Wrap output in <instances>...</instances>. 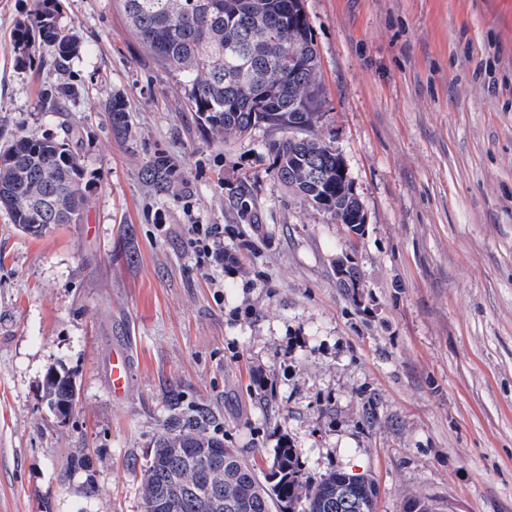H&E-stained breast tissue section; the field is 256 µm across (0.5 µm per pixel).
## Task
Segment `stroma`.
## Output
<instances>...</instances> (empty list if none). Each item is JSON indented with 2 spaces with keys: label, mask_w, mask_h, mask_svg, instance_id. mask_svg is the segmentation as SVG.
Instances as JSON below:
<instances>
[{
  "label": "stroma",
  "mask_w": 512,
  "mask_h": 512,
  "mask_svg": "<svg viewBox=\"0 0 512 512\" xmlns=\"http://www.w3.org/2000/svg\"><path fill=\"white\" fill-rule=\"evenodd\" d=\"M57 2L81 45L64 71L16 63L34 0H0V143L79 130L90 179L82 223L34 238L0 210V512H143L173 388L260 469L286 441L304 478H373L377 512H512V0H303L321 136L367 215L361 306L336 286L346 226L271 173L277 131L213 141L120 0ZM159 156L161 188L143 176ZM192 222L223 225L241 265L198 270ZM53 367L78 390L65 418L42 398ZM111 129L115 137L123 138L127 135L130 126L128 103L121 94H115L107 107ZM129 360L124 350L112 353L111 384L112 393L121 396L128 383Z\"/></svg>",
  "instance_id": "35a3bbf8"
}]
</instances>
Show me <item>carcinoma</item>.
<instances>
[{
  "instance_id": "cac0c4a2",
  "label": "carcinoma",
  "mask_w": 512,
  "mask_h": 512,
  "mask_svg": "<svg viewBox=\"0 0 512 512\" xmlns=\"http://www.w3.org/2000/svg\"><path fill=\"white\" fill-rule=\"evenodd\" d=\"M217 9L207 12V5ZM244 0H122L133 30L153 56L182 78L187 104L218 142L242 140L258 126L279 130L284 136L268 143L272 171L282 187L303 201L330 214L345 216L358 209L351 196L336 190V153L318 132L324 116L325 93L312 30L303 0H290L295 27L280 23V0H262L264 17L279 27L278 39L284 55L256 65L253 77L240 82L225 69L233 62L232 47L245 40L262 38L263 28L243 12L235 15ZM58 69L67 68L78 56L80 46L59 18L56 5L36 0L33 13L18 23L13 37L17 60L24 64L33 51ZM297 57L301 73L288 79V57ZM115 137L123 138L130 126L128 103L121 94L112 96L107 107ZM79 137L67 130L61 139L15 135L0 147V208L12 223L27 232L30 224H80L88 207L85 166L78 152ZM328 174L318 183L308 178L305 166L310 158ZM172 171L169 160L157 157L144 171L146 180L165 184ZM55 195L54 208L34 219L23 209V199ZM66 373L46 377L44 398L49 407L64 416L72 413L75 386ZM215 417L210 409L184 408L180 393H171L164 431L158 437L143 469L140 493L145 504L172 480L183 485V494L172 512H209L205 500L193 492L198 472L171 448L214 449L207 465L206 481L224 488L227 477H235L242 495V507L235 512H339L336 480L347 477L333 472L312 482L302 478L297 449L288 443L275 451L269 470L260 478L256 465L245 460L238 449L224 444L209 432ZM365 504L376 506L375 481L362 477L354 491Z\"/></svg>"
}]
</instances>
